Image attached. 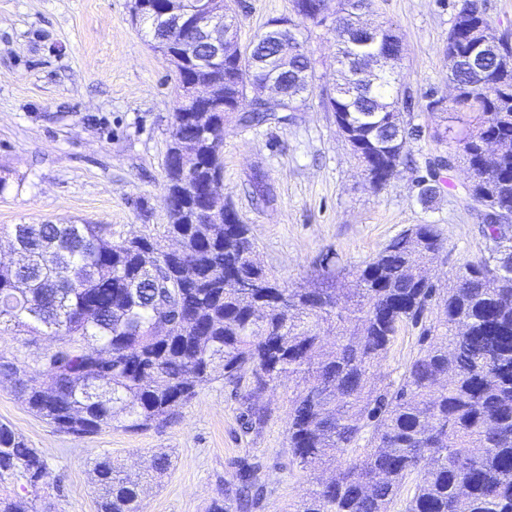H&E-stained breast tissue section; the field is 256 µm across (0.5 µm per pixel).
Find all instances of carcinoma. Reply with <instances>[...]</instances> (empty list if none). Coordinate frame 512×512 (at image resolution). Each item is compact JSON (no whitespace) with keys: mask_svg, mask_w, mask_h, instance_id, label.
Listing matches in <instances>:
<instances>
[{"mask_svg":"<svg viewBox=\"0 0 512 512\" xmlns=\"http://www.w3.org/2000/svg\"><path fill=\"white\" fill-rule=\"evenodd\" d=\"M372 0H320L331 23L290 16L295 29L324 27L334 36L333 59L342 74L333 92L320 91L342 136L358 143L362 161L386 187L395 173L446 182L442 171L463 161L485 178L481 208L464 196L493 258L454 265L446 287L425 280L427 266L448 261L434 224H413L347 278L324 266L310 288H289L253 261L255 240L241 219L213 224L198 213L200 196L183 187L224 173L223 140L208 130L224 122V103L208 111L180 107L164 161L163 188L183 193L167 213L166 237L181 240L183 262L164 254L151 234L112 241L104 224H28V260L0 264V336L4 326L26 327L46 342L36 364L20 351L0 355V379L17 399L57 430L85 437L105 428L144 431L174 419L215 378L235 386L244 428L263 429L271 409L260 397L290 383L289 465L312 475L288 512H512V69L488 57V69L448 71L455 96L432 90L426 110L453 111L462 128L438 123L437 142L454 133L458 154L419 166L394 142L425 133L414 113L399 106L403 74H365L366 53L391 49L375 41L345 9ZM465 56L475 30L501 42L477 0H462L451 28ZM244 77L224 81L225 94H244L245 77L271 73L300 92L314 93L316 59L305 47L288 58L264 29L254 35ZM202 73L180 68L176 95ZM288 120L268 109L247 113V126ZM499 150L496 170L480 169L483 143ZM417 332L418 350L393 380L375 371L399 332ZM336 331L333 346L324 333ZM170 465L155 456L149 469L130 473L103 454L92 462L98 512H142L145 483ZM47 462L6 423H0V512H50L46 484L29 485ZM262 465L242 460L207 512H253L265 495ZM19 484L24 494L8 489Z\"/></svg>","mask_w":512,"mask_h":512,"instance_id":"cac0c4a2","label":"carcinoma"}]
</instances>
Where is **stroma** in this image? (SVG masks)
Masks as SVG:
<instances>
[{
	"label": "stroma",
	"instance_id": "35a3bbf8",
	"mask_svg": "<svg viewBox=\"0 0 512 512\" xmlns=\"http://www.w3.org/2000/svg\"><path fill=\"white\" fill-rule=\"evenodd\" d=\"M460 0H373L372 20L404 46V87L414 122L435 125L423 94L447 91L442 49ZM132 0H0V233L16 224H108L113 240L163 236L168 222L163 163L177 106L174 73L131 19ZM240 45L268 21L290 15L291 0H238ZM222 193L248 224L265 269L291 288L309 287L332 263L356 271L413 224H434L453 259L488 256L491 244L456 197L463 167L450 172L430 205L417 199L408 170L374 189L331 113L317 101L285 125L224 126ZM272 195L253 199L255 173ZM272 415L245 433L232 385L216 379L172 423L144 432L106 428L84 438L58 431L0 382V422L43 451L54 512H97L92 461L110 452L127 470L164 455L169 468L144 490L143 512H206L232 480L235 462H259L268 491L257 512H287L307 487L288 466L284 389L267 393Z\"/></svg>",
	"mask_w": 512,
	"mask_h": 512
}]
</instances>
